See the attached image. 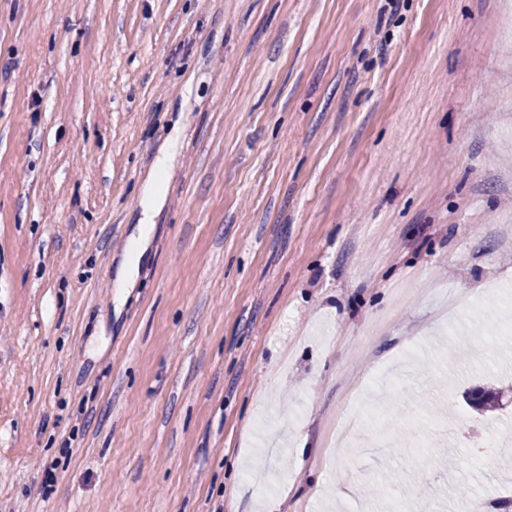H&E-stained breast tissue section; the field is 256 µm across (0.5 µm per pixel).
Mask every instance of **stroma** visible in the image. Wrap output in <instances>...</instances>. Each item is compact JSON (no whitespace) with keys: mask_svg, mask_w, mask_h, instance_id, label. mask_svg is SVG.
<instances>
[{"mask_svg":"<svg viewBox=\"0 0 512 512\" xmlns=\"http://www.w3.org/2000/svg\"><path fill=\"white\" fill-rule=\"evenodd\" d=\"M510 324L512 0H0V512L512 500Z\"/></svg>","mask_w":512,"mask_h":512,"instance_id":"35a3bbf8","label":"stroma"}]
</instances>
